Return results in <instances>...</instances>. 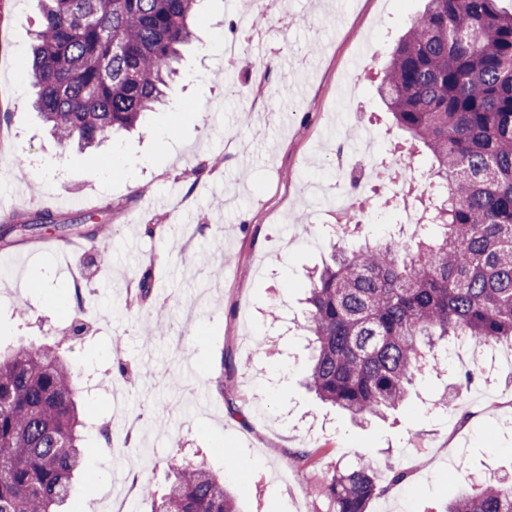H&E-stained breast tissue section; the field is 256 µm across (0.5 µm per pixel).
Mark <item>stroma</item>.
Returning <instances> with one entry per match:
<instances>
[{
    "label": "stroma",
    "mask_w": 512,
    "mask_h": 512,
    "mask_svg": "<svg viewBox=\"0 0 512 512\" xmlns=\"http://www.w3.org/2000/svg\"><path fill=\"white\" fill-rule=\"evenodd\" d=\"M423 4L277 0L261 22L268 88L278 94L269 102L256 95L253 54L225 65V42L241 36L236 0H203L174 96L142 127L65 154L23 79L40 0H0V217L47 208L58 220L0 247L11 271L0 284V347L63 342L91 383L80 391L84 415L114 434L109 449L87 429L65 512H112L124 499L151 512L139 485L163 488L162 463L177 452L223 476L239 512H332L310 487L361 460L409 472L369 512H440L467 477L512 476V364L495 388L478 380L464 388L460 373L481 370L482 357L441 348L446 375L424 374L403 407L366 424L305 385L309 273L329 261L334 243L384 240L403 204L428 201L430 158L404 142L376 95L384 60ZM363 126L376 205L340 235L307 189L331 187L337 142ZM116 150L132 178L110 170ZM218 156L221 167L194 176ZM85 214L112 227L91 288L75 285L84 265L99 262L75 230ZM147 271L154 288L143 300ZM78 316L84 334L75 338ZM159 316L168 323L162 335ZM225 377L234 388L224 393ZM303 447L316 450L317 466L297 465Z\"/></svg>",
    "instance_id": "35a3bbf8"
}]
</instances>
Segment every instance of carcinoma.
<instances>
[{"label":"carcinoma","mask_w":512,"mask_h":512,"mask_svg":"<svg viewBox=\"0 0 512 512\" xmlns=\"http://www.w3.org/2000/svg\"><path fill=\"white\" fill-rule=\"evenodd\" d=\"M28 70L59 145L88 148L135 128L173 89L197 0H43ZM395 125L432 154L441 201L427 244L398 231L341 246L310 277L307 386L355 422L394 411L435 342L512 341V12L500 0H426L377 88ZM55 223L8 218L0 234ZM78 374L57 345L0 351V512H58L80 470ZM153 512H238L224 482L173 454ZM405 478L360 462L327 473L333 512H367ZM444 512H512V478L464 485Z\"/></svg>","instance_id":"cac0c4a2"}]
</instances>
